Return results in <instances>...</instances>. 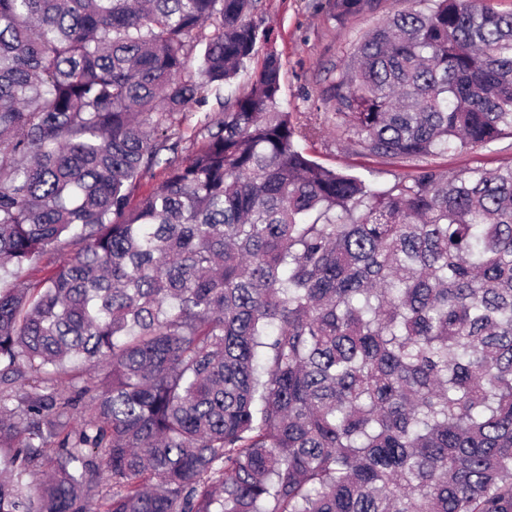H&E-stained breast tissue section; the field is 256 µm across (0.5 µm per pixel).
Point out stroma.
I'll return each instance as SVG.
<instances>
[{
  "label": "stroma",
  "mask_w": 512,
  "mask_h": 512,
  "mask_svg": "<svg viewBox=\"0 0 512 512\" xmlns=\"http://www.w3.org/2000/svg\"><path fill=\"white\" fill-rule=\"evenodd\" d=\"M417 6V0H380L376 12L339 21L327 19V0H259L255 19L271 28L272 40L257 44L248 69L240 74L236 87L245 89L251 71L261 67L267 52L276 51L282 62L281 96L289 111L297 114L315 111L323 121L322 133L304 144L314 160L329 168L360 174L374 171L377 183L382 186L393 183L395 177L415 175L417 162H383L346 150L336 136V102L329 94V87L371 29L386 16ZM439 164L452 171L512 166V137L448 155Z\"/></svg>",
  "instance_id": "stroma-1"
}]
</instances>
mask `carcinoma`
Here are the masks:
<instances>
[{"instance_id": "carcinoma-1", "label": "carcinoma", "mask_w": 512, "mask_h": 512, "mask_svg": "<svg viewBox=\"0 0 512 512\" xmlns=\"http://www.w3.org/2000/svg\"><path fill=\"white\" fill-rule=\"evenodd\" d=\"M420 3L330 87L357 154L512 135V11ZM257 10L0 0V276L77 245L0 289V512H512V167L379 187L310 159L277 52L224 98ZM73 359L103 368L87 419ZM73 249L68 243H62L49 250L41 260L32 266L25 267L19 274V278L5 279L1 281L2 288H10L18 282H34L50 276L55 268L63 261L66 255Z\"/></svg>"}]
</instances>
